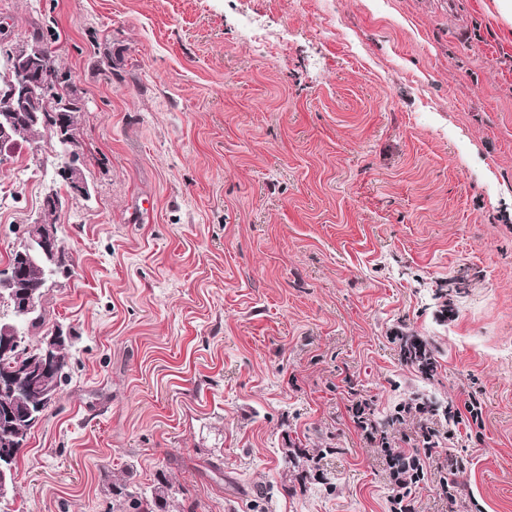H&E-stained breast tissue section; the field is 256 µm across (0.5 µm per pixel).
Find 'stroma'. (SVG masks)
Wrapping results in <instances>:
<instances>
[{
  "label": "stroma",
  "mask_w": 512,
  "mask_h": 512,
  "mask_svg": "<svg viewBox=\"0 0 512 512\" xmlns=\"http://www.w3.org/2000/svg\"><path fill=\"white\" fill-rule=\"evenodd\" d=\"M84 101L89 197L40 134L0 155V270L52 216L67 381L0 512H390L351 406L448 416L416 512H512V24L494 0H0ZM416 336L437 361L400 357ZM482 422L461 421L464 404ZM316 459L299 477L285 456ZM457 466L456 501L437 484ZM45 221L48 224H45L41 220L27 224L23 233L24 237L40 241L46 248L52 249V251H54L55 248V251L62 257L64 255V251L60 247L59 241L56 239L57 227L55 224H50L47 219H45ZM177 490L164 473L157 475L149 490L142 491L125 482L112 483L113 512H171Z\"/></svg>",
  "instance_id": "35a3bbf8"
}]
</instances>
